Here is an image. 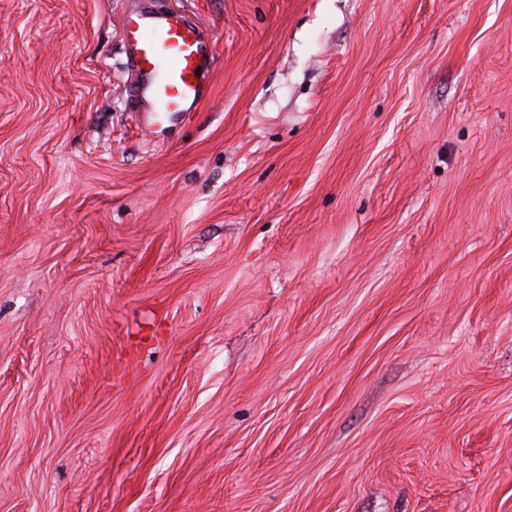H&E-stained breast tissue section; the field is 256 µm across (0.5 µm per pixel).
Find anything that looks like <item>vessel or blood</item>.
Instances as JSON below:
<instances>
[{"mask_svg": "<svg viewBox=\"0 0 512 512\" xmlns=\"http://www.w3.org/2000/svg\"><path fill=\"white\" fill-rule=\"evenodd\" d=\"M146 28L151 38H143ZM126 35L136 58L131 94L138 111L157 124L195 109L204 96L202 71L214 60L199 26L170 12L132 14Z\"/></svg>", "mask_w": 512, "mask_h": 512, "instance_id": "obj_1", "label": "vessel or blood"}]
</instances>
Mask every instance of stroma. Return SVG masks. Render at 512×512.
I'll list each match as a JSON object with an SVG mask.
<instances>
[{"instance_id": "stroma-1", "label": "stroma", "mask_w": 512, "mask_h": 512, "mask_svg": "<svg viewBox=\"0 0 512 512\" xmlns=\"http://www.w3.org/2000/svg\"><path fill=\"white\" fill-rule=\"evenodd\" d=\"M0 512H512V0H0ZM144 27L151 30L150 39L142 37ZM126 35L136 58L130 92L137 111L152 118L149 124L195 109L204 96V71L214 60L199 26L170 12L131 14Z\"/></svg>"}]
</instances>
